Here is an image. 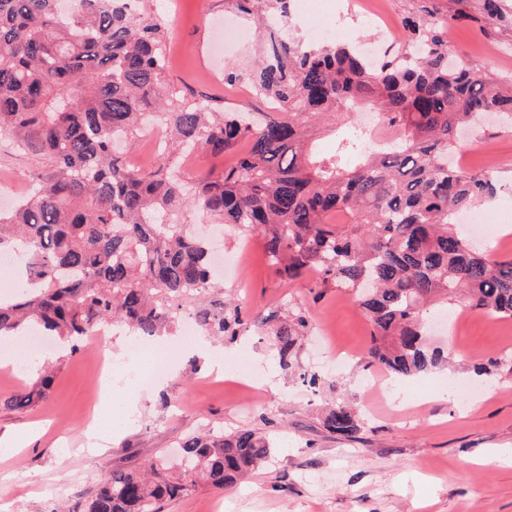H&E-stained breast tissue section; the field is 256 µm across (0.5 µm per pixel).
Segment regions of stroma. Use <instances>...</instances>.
Segmentation results:
<instances>
[{
  "label": "stroma",
  "instance_id": "1",
  "mask_svg": "<svg viewBox=\"0 0 512 512\" xmlns=\"http://www.w3.org/2000/svg\"><path fill=\"white\" fill-rule=\"evenodd\" d=\"M366 0H297L282 33L305 42L319 29L343 22L347 40L377 42ZM168 27L169 71L176 87L223 100L239 108L251 73L268 48V34L237 14L229 0H153ZM453 52L477 60L483 75L512 83V29H480L463 21L449 33ZM232 67L241 78L225 83ZM468 165H483V153L498 157L497 196L476 208L486 218L470 240L496 256L501 227L512 222V127L489 122L479 136H462ZM52 169L42 155L17 149L0 136V185L26 194L36 175ZM224 256L218 269L224 296L248 314L302 308L308 334L291 368H282L266 340L254 331L225 337L224 359L247 356L249 377L210 378L204 359L179 356L167 376L134 387L130 424L104 448L90 447L87 432L97 423L93 399L101 373L94 369L92 345L66 354L52 342L46 362H60L49 397L38 406L12 410L0 404V437L30 434L27 447L0 454V512H83L98 480L117 468L175 460L179 443L209 429L231 433L243 427L271 431L276 446L268 464L238 485L215 490L199 485L164 502L162 512H512V464L500 460L512 450V319L449 305L451 333L435 332L432 346L448 366L399 380L367 365L371 326L352 296L341 288L313 289L312 277L279 278L268 266L257 234L224 230ZM340 351L347 363L324 369L325 353ZM494 366L493 374L476 367ZM320 371L317 387L299 374ZM467 390L445 396L448 379ZM334 404L355 409L360 429L345 438L327 431L323 410Z\"/></svg>",
  "mask_w": 512,
  "mask_h": 512
}]
</instances>
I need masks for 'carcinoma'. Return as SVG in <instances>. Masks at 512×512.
I'll return each instance as SVG.
<instances>
[{
  "instance_id": "cac0c4a2",
  "label": "carcinoma",
  "mask_w": 512,
  "mask_h": 512,
  "mask_svg": "<svg viewBox=\"0 0 512 512\" xmlns=\"http://www.w3.org/2000/svg\"><path fill=\"white\" fill-rule=\"evenodd\" d=\"M0 0V134L52 162L30 193L0 215V254L29 257L26 279L0 298V339L41 332L69 353L101 326L161 336L181 310L212 336L238 334L241 308L224 301L211 255L190 225L189 209L256 232L269 266L284 278L305 273L317 288H343L371 327L367 364L398 378L440 366L424 313L446 299L512 319V257L475 248L453 217L496 192L495 174L448 162L458 130L487 112L512 125V86L482 75L471 60L449 59L448 32L466 18L512 28L503 0H458L452 14L423 10L403 22L402 50L378 64L353 44L272 42L274 61L252 77L256 94L277 102L255 118L218 100L167 91V28L147 0ZM294 0H233L238 12L285 20ZM379 113L391 131L372 151L351 126L329 155L306 136L327 112ZM160 126L166 147L148 168L119 162L113 144ZM247 151L187 191L186 154ZM345 216L343 223L333 221ZM280 366L292 367L306 318L298 310L258 318ZM49 368L3 400L15 409L44 400ZM323 426L353 438L359 419L347 406ZM268 436L251 428L210 430L180 443L178 471L157 462L104 475L84 512H160L161 503L204 484L224 490L263 467Z\"/></svg>"
}]
</instances>
